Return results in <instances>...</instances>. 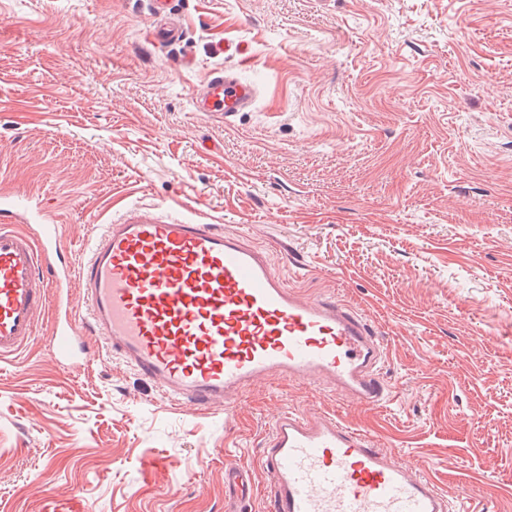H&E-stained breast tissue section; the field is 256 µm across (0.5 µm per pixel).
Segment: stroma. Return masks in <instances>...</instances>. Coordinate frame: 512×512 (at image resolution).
<instances>
[{
    "label": "stroma",
    "instance_id": "obj_1",
    "mask_svg": "<svg viewBox=\"0 0 512 512\" xmlns=\"http://www.w3.org/2000/svg\"><path fill=\"white\" fill-rule=\"evenodd\" d=\"M0 0V193L53 216L68 262L140 207L268 249L288 285L358 305L388 403L261 381L236 414L175 408L106 355L60 366L49 323L0 362V512H225L284 409L324 410L435 478L458 512H512V0ZM258 91L196 112L217 69ZM165 459L151 473L147 458ZM496 489L481 492L485 479ZM252 478L248 472L229 467L224 469V490L228 494L227 512H239L237 504L252 497Z\"/></svg>",
    "mask_w": 512,
    "mask_h": 512
}]
</instances>
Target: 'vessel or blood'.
<instances>
[{
  "mask_svg": "<svg viewBox=\"0 0 512 512\" xmlns=\"http://www.w3.org/2000/svg\"><path fill=\"white\" fill-rule=\"evenodd\" d=\"M254 86L213 71L196 111L226 119L247 111ZM22 209L0 197V361L31 341L46 306L54 359L82 366L99 350L153 383L176 405L220 404L233 414L261 380L296 382L366 406L383 403L386 349L350 303L305 297L270 253L216 224L163 217L151 207L103 225L77 267L62 260L60 228L15 231ZM86 315L77 318L72 288ZM268 512H448L436 481L417 473L335 415L286 410L264 442ZM248 472L224 471L226 512L252 495Z\"/></svg>",
  "mask_w": 512,
  "mask_h": 512,
  "instance_id": "b4317fda",
  "label": "vessel or blood"
}]
</instances>
